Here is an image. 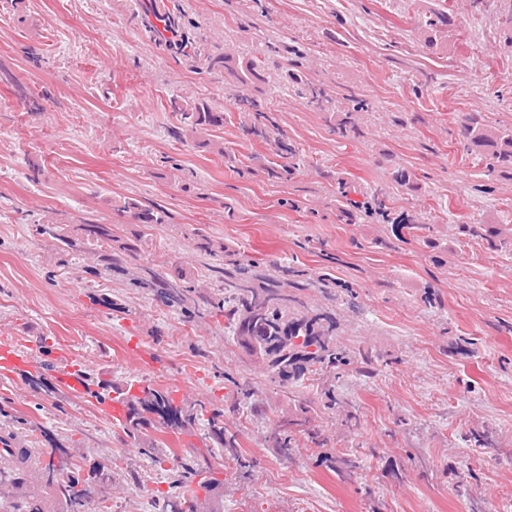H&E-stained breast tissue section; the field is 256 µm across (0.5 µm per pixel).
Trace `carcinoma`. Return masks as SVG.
Wrapping results in <instances>:
<instances>
[{
  "instance_id": "obj_1",
  "label": "carcinoma",
  "mask_w": 512,
  "mask_h": 512,
  "mask_svg": "<svg viewBox=\"0 0 512 512\" xmlns=\"http://www.w3.org/2000/svg\"><path fill=\"white\" fill-rule=\"evenodd\" d=\"M491 6L499 7L501 42L512 48V0H492L485 4L487 8ZM450 11L447 0H437L419 16L417 34L426 47H448ZM175 20L177 27L173 28L168 16L158 17L163 31L180 30L178 39L165 41L166 46L184 56L199 52L196 40L185 32L181 18L177 16ZM210 65L224 70V80L236 86L255 89L265 81L264 65L260 61H239L231 54H224L210 58ZM286 78L317 109L324 112L336 109L333 98L319 85L302 79L295 72L287 73ZM239 104L245 131L267 150L285 159L280 169L268 171L270 177L277 178L303 165L302 151L276 136L275 124L266 113L256 110L254 100L242 96ZM169 107L179 115L181 130L188 135L224 125V113L212 111L203 101L175 98L169 100ZM336 132L343 137L359 134L352 113H343L336 124ZM458 136L466 154L483 166L485 177L512 181V129L489 125L480 114L470 113L459 121ZM112 209L132 223L146 227L165 222L160 213L134 198H127ZM396 224L416 240L429 241L437 232L434 224L412 222L403 217ZM454 230L468 240L486 241L494 251L512 254L511 223L457 224ZM84 231L85 238L78 239L59 233L57 227L48 223L38 224L35 229L36 234L56 241L64 252L89 253L86 273L92 277H99L103 270L118 269L130 276L133 285L152 289L162 303L177 307L190 317L197 315L203 305L224 312L226 328L235 343L261 364L278 386L286 388L310 378L323 381L318 400L299 403L295 408L296 416L288 414L272 427L269 441L280 456H289L293 448V428L309 422L307 414L313 404L332 412L341 405L336 397V371L350 365V359L336 341V309L333 308L336 294L330 291V280L322 276L305 281L289 280L275 276L266 267L234 258L212 269L222 287V297H212L206 291L210 284L190 277L180 268L172 275L163 276L153 267L138 263V244L116 239L112 236V225L88 224ZM308 288L319 289L328 304L308 306L301 298V292ZM252 396L251 390L246 389L242 398L225 409L202 401L183 400L176 404L167 389L149 383L133 394L124 392L126 412L120 425L125 436L148 458L161 444L154 434L192 435L198 431L206 446L221 449L224 457L244 468L250 461L241 453L240 432L225 422V414L253 407ZM70 452L66 467L55 463V448L41 449L40 454L47 457L45 461L32 453L25 454V461L34 469L31 476L18 466L1 465L0 506L10 508V512H92L95 503L112 499V469L98 467L85 478L78 463L80 451L72 448ZM191 483L190 477L173 473L174 492L162 498V512H220L218 504L223 497L220 485H211L202 498L188 499L185 494Z\"/></svg>"
}]
</instances>
